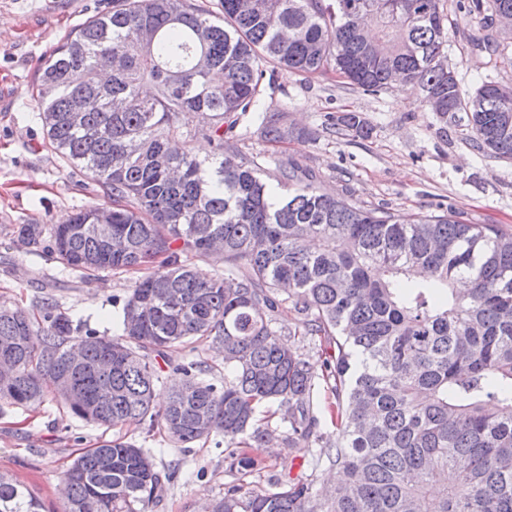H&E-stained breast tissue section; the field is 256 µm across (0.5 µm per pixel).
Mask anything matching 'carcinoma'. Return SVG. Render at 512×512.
I'll return each instance as SVG.
<instances>
[{"instance_id":"1","label":"carcinoma","mask_w":512,"mask_h":512,"mask_svg":"<svg viewBox=\"0 0 512 512\" xmlns=\"http://www.w3.org/2000/svg\"><path fill=\"white\" fill-rule=\"evenodd\" d=\"M218 18L189 0H113L40 66L37 111L53 152L88 176L107 204L63 224H16L14 234L88 275L129 271L163 257L136 283L120 333L82 331L54 300L0 304V343L15 376L0 401L51 392L75 417L157 431L189 449L224 438L229 470H253L249 448L276 435L345 482L320 495L314 480L258 491L224 487L208 512H512V234L440 214H395L323 192L293 160L261 165L224 138L260 112L265 68L322 74L377 94L400 70L439 121L465 128L481 154L512 160V82L482 78L471 92L448 57L442 0H220ZM488 20L512 0H469ZM486 65L512 68V44H476ZM207 126L186 130L182 115ZM269 142L283 116L260 112ZM338 124L368 136L355 113ZM206 138L212 153L189 147ZM222 245L224 272L188 263ZM466 279L470 288H455ZM291 306L313 355L281 340L276 314ZM183 344L224 364L192 360L167 406L153 407L160 360ZM334 399L323 437L314 394ZM162 448L102 441L64 474V512H145L156 498ZM0 512H45L0 473Z\"/></svg>"}]
</instances>
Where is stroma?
Here are the masks:
<instances>
[{"instance_id":"1","label":"stroma","mask_w":512,"mask_h":512,"mask_svg":"<svg viewBox=\"0 0 512 512\" xmlns=\"http://www.w3.org/2000/svg\"><path fill=\"white\" fill-rule=\"evenodd\" d=\"M111 6L112 0H0V301L27 308L51 295L75 325L112 336L125 300L149 267L74 278L62 274L51 257L28 252L13 234L14 225L59 224L103 201L93 181L71 175L48 148L34 110L35 77L70 32ZM444 7L451 19L448 63L469 90L487 71V58L475 47L487 30L459 12L454 0ZM421 99L420 90L407 88L366 94L333 72L280 71L264 85L261 100L264 110L283 114L289 136L265 141L250 113L240 117L229 138L268 169L278 160L295 159L331 194L409 214L448 207L467 223L494 224L512 233V161L477 153L464 128L439 122ZM346 112L366 122L369 136L339 129L336 119ZM116 435L115 429L71 415L51 395L24 405L0 401V473L59 510L64 473L74 459ZM224 448L220 437L188 452L167 448L158 468L172 478L163 482L159 504L146 512H201L202 502L222 496L234 479ZM252 455L264 463L249 477L258 490L269 489L276 479L310 476L321 492L335 481L336 467L311 468L288 447L256 449Z\"/></svg>"}]
</instances>
